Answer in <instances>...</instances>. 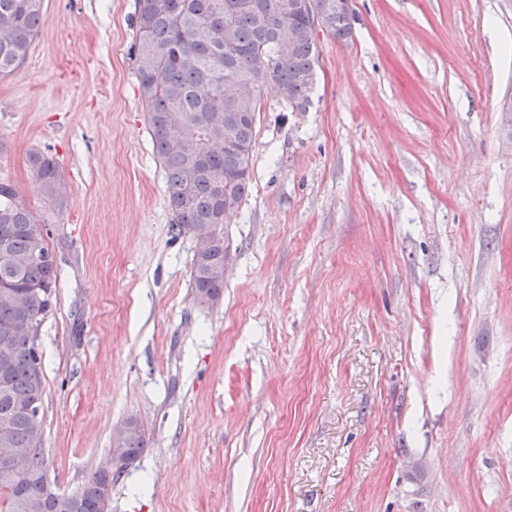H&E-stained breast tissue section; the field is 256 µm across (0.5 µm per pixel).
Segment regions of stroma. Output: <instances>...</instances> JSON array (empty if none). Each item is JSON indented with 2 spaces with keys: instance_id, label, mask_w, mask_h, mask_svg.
Wrapping results in <instances>:
<instances>
[{
  "instance_id": "1",
  "label": "stroma",
  "mask_w": 512,
  "mask_h": 512,
  "mask_svg": "<svg viewBox=\"0 0 512 512\" xmlns=\"http://www.w3.org/2000/svg\"><path fill=\"white\" fill-rule=\"evenodd\" d=\"M314 101L266 87L224 293L198 303L131 47L135 0H44L0 79V181L60 268L47 475L128 420L109 512H512V0H354ZM53 155L46 196L31 152ZM33 174L41 181L46 193L51 198L63 196L64 182L59 165L53 157L41 153H33L29 159Z\"/></svg>"
}]
</instances>
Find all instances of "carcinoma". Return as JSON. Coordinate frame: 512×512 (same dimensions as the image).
Masks as SVG:
<instances>
[{
    "instance_id": "obj_1",
    "label": "carcinoma",
    "mask_w": 512,
    "mask_h": 512,
    "mask_svg": "<svg viewBox=\"0 0 512 512\" xmlns=\"http://www.w3.org/2000/svg\"><path fill=\"white\" fill-rule=\"evenodd\" d=\"M290 0H136L133 51L141 97L153 147L164 172L170 231L176 236L197 226L224 223V210L240 208L251 186L256 116L262 88L275 83L288 111L303 112L313 102L318 47L307 19L289 9ZM332 0H315L324 31L340 42L352 38L355 15L338 13ZM46 21L43 0H0V78L24 63ZM295 37L288 41V28ZM234 121L233 142L224 135L227 115ZM33 174L52 198L63 196L56 160L34 153ZM0 246L10 266L0 265V347L15 352L0 365V427L8 426L12 447L29 448L30 420L17 402L42 407L46 391L43 366L33 344L11 330L25 303L36 327L52 311L59 267L41 236L40 223L17 200L15 188L0 182ZM50 256L32 260L37 248ZM229 253L224 232L195 252L192 281L201 303L213 304L224 293ZM125 443L126 461L116 474L96 471L82 488L61 495L57 512H108V487L144 451V429L135 420ZM23 471L47 476L44 449L15 463ZM43 490L37 483L9 481L0 475V512H22L23 501Z\"/></svg>"
}]
</instances>
